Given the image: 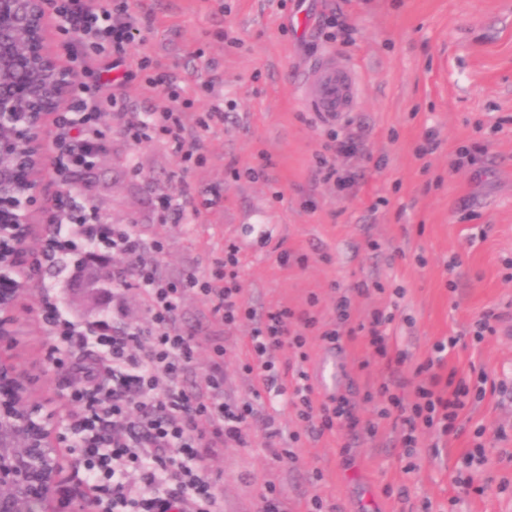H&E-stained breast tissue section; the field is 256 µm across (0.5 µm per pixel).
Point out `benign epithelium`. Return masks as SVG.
<instances>
[{
	"instance_id": "benign-epithelium-1",
	"label": "benign epithelium",
	"mask_w": 512,
	"mask_h": 512,
	"mask_svg": "<svg viewBox=\"0 0 512 512\" xmlns=\"http://www.w3.org/2000/svg\"><path fill=\"white\" fill-rule=\"evenodd\" d=\"M60 24L51 0H0V347L33 279L18 244L29 232L49 165L50 123L69 111L73 72L48 44ZM25 376L0 358V512H55L68 491L54 453L63 421L41 415Z\"/></svg>"
}]
</instances>
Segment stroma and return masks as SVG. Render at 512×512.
<instances>
[{"instance_id":"35a3bbf8","label":"stroma","mask_w":512,"mask_h":512,"mask_svg":"<svg viewBox=\"0 0 512 512\" xmlns=\"http://www.w3.org/2000/svg\"><path fill=\"white\" fill-rule=\"evenodd\" d=\"M140 30L126 47L122 85L103 80L111 49L95 50L75 30H58L52 44L76 75L69 115L80 118L109 94L118 109L94 124L99 149L88 166H69L80 146L69 126L51 129L52 160L38 188L42 208L22 244L27 262L41 260L56 221L54 200L102 224H129L145 242L162 241L158 264L170 281L187 273L209 279L224 243L241 247L240 284L257 311L285 306L332 321L340 290H350L353 321L373 311L390 315L389 342L406 361L391 371L370 354L363 335L339 346L309 336V358L278 354L280 371L304 368L313 397L344 395L361 423L378 420L375 437L347 426L308 435L292 407L264 395L247 448L211 450L204 465L216 480L224 512H263L266 482L275 483L283 512H307L320 497L335 512H512V0H126ZM349 63L359 80L353 112L318 123L302 104L298 78L325 54ZM176 78L190 102V119L213 109L230 116L201 132V163L183 167L164 138L135 142L128 119L162 101ZM356 149L336 166L347 189L323 182L316 156L331 134ZM425 156H417V149ZM474 160L453 167L458 152ZM272 165L262 168L260 156ZM257 169L256 178L246 169ZM189 184L200 216L193 224L162 221L159 199ZM308 256L300 265L299 256ZM108 253L84 245L57 255L38 271L14 316V344L4 353L29 377L43 413L66 412L81 385L72 364L93 351L91 341L53 345L44 330L46 302L73 320L112 312L111 287L89 289ZM366 284L364 293L353 290ZM317 305H310V296ZM502 316L495 334L476 336L487 309ZM179 320L196 354L184 385L204 389L215 346H224V397L251 396L255 379L241 362L250 356V322L224 325L198 292H186ZM460 338L445 354V370L476 383L484 370L495 392L475 399L456 437L424 432L414 448L400 445L392 420L378 419L380 399L367 390L396 385L411 396L414 369L436 343ZM335 361L341 375L324 388L319 372ZM273 417L289 460L265 449L264 420ZM56 454L72 492L56 512H73L92 494L80 482L69 430ZM484 443L487 462L468 457ZM486 485L479 495L456 488V474Z\"/></svg>"}]
</instances>
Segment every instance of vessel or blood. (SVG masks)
<instances>
[{
	"instance_id": "vessel-or-blood-1",
	"label": "vessel or blood",
	"mask_w": 512,
	"mask_h": 512,
	"mask_svg": "<svg viewBox=\"0 0 512 512\" xmlns=\"http://www.w3.org/2000/svg\"><path fill=\"white\" fill-rule=\"evenodd\" d=\"M301 100L319 122L334 121L350 112L358 96L355 70L324 56L300 77Z\"/></svg>"
}]
</instances>
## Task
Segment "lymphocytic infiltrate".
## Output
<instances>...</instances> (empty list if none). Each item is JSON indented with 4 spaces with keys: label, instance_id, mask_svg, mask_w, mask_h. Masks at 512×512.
Wrapping results in <instances>:
<instances>
[{
    "label": "lymphocytic infiltrate",
    "instance_id": "obj_1",
    "mask_svg": "<svg viewBox=\"0 0 512 512\" xmlns=\"http://www.w3.org/2000/svg\"><path fill=\"white\" fill-rule=\"evenodd\" d=\"M87 2L85 12L69 16V25L111 43L113 53H123L134 38L131 16L113 0ZM180 97L177 87H168L164 104L146 119L130 121L128 128L139 142L165 136L174 153L188 163L199 157L201 144L199 137L187 132V115L177 106ZM77 236L92 249H108L120 259L112 268L119 289L112 294L111 316L80 323L61 315L52 304L46 305L43 315L52 342L89 337L99 349L89 363L80 365L85 380L70 393L69 401L70 432L80 450L75 468L82 471L100 512H223L216 482L203 466L204 456L214 448L251 444L253 400L231 403L224 398L226 348L214 349L206 392L183 384L195 356L192 336L178 325L181 298L187 291L207 297L225 324L253 322L251 355L242 371L263 389L285 397L307 431L316 435L343 423L356 425V405L345 396L314 402L308 374L301 368L291 382L281 381L275 361L278 350L289 348L304 362L309 332L319 331L331 345L360 332L372 355L398 365L403 362L390 353V317L377 310L368 323L352 324L351 299L344 293L336 299L333 327L323 331L316 315L308 312L298 315L281 307L256 314L242 297L241 248L236 242L225 243L213 282L190 273L176 285L157 273L162 243L145 245L126 224L78 223L73 214H66L47 240L45 257L55 259ZM126 288L139 289L145 296V325L121 323ZM434 366L430 359L416 368L419 381L412 399L392 393L385 384L378 389L386 401L379 415L399 427L402 447H416L419 433L426 429L443 436L461 429L470 387L455 375L441 376Z\"/></svg>",
    "mask_w": 512,
    "mask_h": 512
}]
</instances>
